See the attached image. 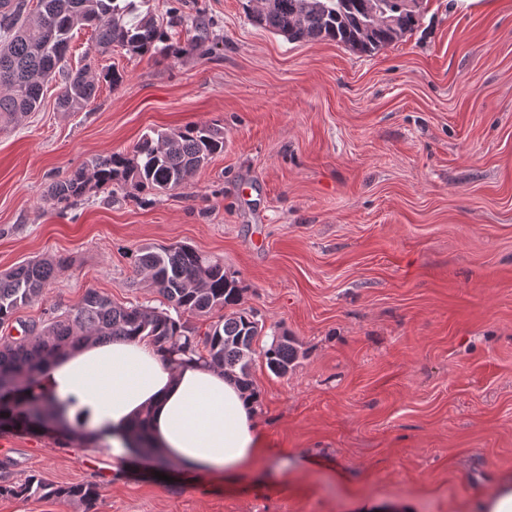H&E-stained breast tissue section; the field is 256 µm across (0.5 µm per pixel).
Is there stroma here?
<instances>
[{"label":"stroma","instance_id":"1","mask_svg":"<svg viewBox=\"0 0 512 512\" xmlns=\"http://www.w3.org/2000/svg\"><path fill=\"white\" fill-rule=\"evenodd\" d=\"M246 2L143 0L156 21L185 17L176 54L100 56L75 30L68 65L91 66L94 99L60 111L54 81L0 129V272L68 260L0 337L90 289L158 305L138 251L191 246L299 346L286 376L252 366L266 455L231 485L172 463L159 479L99 443L0 431V477L96 483L98 512H481L512 485V0L469 14L422 0L420 28L371 55L287 40ZM215 121L224 151L188 188L146 202L94 188L66 209L48 196L151 130Z\"/></svg>","mask_w":512,"mask_h":512}]
</instances>
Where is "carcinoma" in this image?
Segmentation results:
<instances>
[{
  "label": "carcinoma",
  "mask_w": 512,
  "mask_h": 512,
  "mask_svg": "<svg viewBox=\"0 0 512 512\" xmlns=\"http://www.w3.org/2000/svg\"><path fill=\"white\" fill-rule=\"evenodd\" d=\"M0 0V128L37 111L44 85L63 70L73 31H93L100 55L119 47L137 56L172 50L167 32L146 14L129 19L135 0ZM258 25L290 41L328 40L359 53H374L413 31L421 21L420 0H272L252 8ZM95 80L81 68L65 77L58 97L64 112H78L94 98ZM224 152V127L190 124L170 131L144 134L131 153L99 157L49 187L50 197L70 207L89 189H118L144 199L187 186L212 158ZM62 258H36L0 272V325L17 311L42 298ZM135 273L172 306H122L89 289L76 305L52 318L33 321L26 336L0 341V430L46 431L58 425L57 412L36 392L46 362L86 341L112 338L149 339L174 362L198 356L230 371L254 390L255 355L264 358L277 377L288 374L298 359L295 339L287 332L256 349L264 323L239 308L243 288L224 264L188 246L146 247L135 259ZM218 319L203 332L182 315ZM0 496L53 499L79 512H95L100 498L94 483L54 485L34 476L16 485L0 481Z\"/></svg>",
  "instance_id": "obj_1"
}]
</instances>
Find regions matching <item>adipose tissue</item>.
<instances>
[{"label":"adipose tissue","instance_id":"ef3b65f1","mask_svg":"<svg viewBox=\"0 0 512 512\" xmlns=\"http://www.w3.org/2000/svg\"><path fill=\"white\" fill-rule=\"evenodd\" d=\"M39 388L67 402V418L84 410L89 435L119 458L131 453L130 424L145 413L161 458L189 471L233 479L264 453L254 403L231 374L198 360L171 365L144 339L85 345L49 364Z\"/></svg>","mask_w":512,"mask_h":512}]
</instances>
